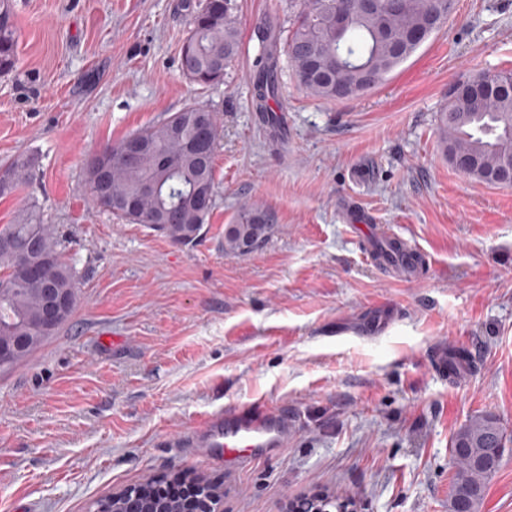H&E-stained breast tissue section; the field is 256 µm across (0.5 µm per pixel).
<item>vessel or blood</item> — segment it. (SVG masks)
I'll use <instances>...</instances> for the list:
<instances>
[{
  "instance_id": "b4317fda",
  "label": "vessel or blood",
  "mask_w": 512,
  "mask_h": 512,
  "mask_svg": "<svg viewBox=\"0 0 512 512\" xmlns=\"http://www.w3.org/2000/svg\"><path fill=\"white\" fill-rule=\"evenodd\" d=\"M295 428V421L283 409L258 414L213 413L206 416L187 435L184 446L206 455H222L225 462L249 466L262 448L284 445Z\"/></svg>"
}]
</instances>
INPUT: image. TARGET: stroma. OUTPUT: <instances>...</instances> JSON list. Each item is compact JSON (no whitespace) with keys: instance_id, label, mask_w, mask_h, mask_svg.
<instances>
[{"instance_id":"1","label":"stroma","mask_w":512,"mask_h":512,"mask_svg":"<svg viewBox=\"0 0 512 512\" xmlns=\"http://www.w3.org/2000/svg\"><path fill=\"white\" fill-rule=\"evenodd\" d=\"M184 0H12L17 65L0 75V166L32 159L0 196V227L36 201L76 272L68 322L0 374V512H93L125 486L182 471L224 489L222 512H285L327 490L358 512H448L451 439L496 416L512 434V186L454 166L438 117L454 87L512 71V0H455L377 88L326 101L291 70L259 122L261 32L292 0H237L240 52L203 88L180 65ZM218 118L216 196L189 246L102 210L86 180L100 149L189 105ZM353 202L408 239L405 279L368 255ZM258 205L273 231L245 255L224 230ZM455 350L470 370L432 368ZM229 407L287 408L296 431L247 468L179 442ZM481 512H512V444Z\"/></svg>"}]
</instances>
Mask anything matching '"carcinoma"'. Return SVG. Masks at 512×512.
Segmentation results:
<instances>
[{
	"instance_id": "carcinoma-1",
	"label": "carcinoma",
	"mask_w": 512,
	"mask_h": 512,
	"mask_svg": "<svg viewBox=\"0 0 512 512\" xmlns=\"http://www.w3.org/2000/svg\"><path fill=\"white\" fill-rule=\"evenodd\" d=\"M226 0H201L191 5L192 30L181 48V68L202 86L224 79L236 60L240 33L235 9ZM297 14L288 34V63L299 84L323 100L357 96L382 84L447 21L454 0H402L389 12L384 0L349 18L336 30L332 14L343 0H293ZM17 29L10 0H0V73L15 66ZM276 49L253 82L257 109L270 119L269 102L277 99L279 82ZM483 92L463 83L452 92L439 114L440 145L448 161L467 164L465 174L490 185L498 174L512 170V72L482 73ZM142 141L139 154L128 159L126 140L96 153L86 168L87 182L97 205L133 224L158 228L182 245L202 235L215 202L214 158L219 145L215 113L190 105L161 123L132 133ZM30 163L16 159L0 172V194L28 180ZM147 182L161 183L158 193H143ZM272 230L271 214L256 206L244 207L236 223L224 232V251L246 254L264 244ZM36 235L35 257L51 261L46 274L52 287L75 290L73 268L63 262L50 225L39 207H27L15 224L0 229V336H37L42 308V284L28 277L24 247ZM504 428L493 415L470 418L455 433L451 455L456 473L448 495V512H480L487 479L503 455ZM142 499L162 504L161 512H189L193 506L169 498L152 485L138 484Z\"/></svg>"
}]
</instances>
